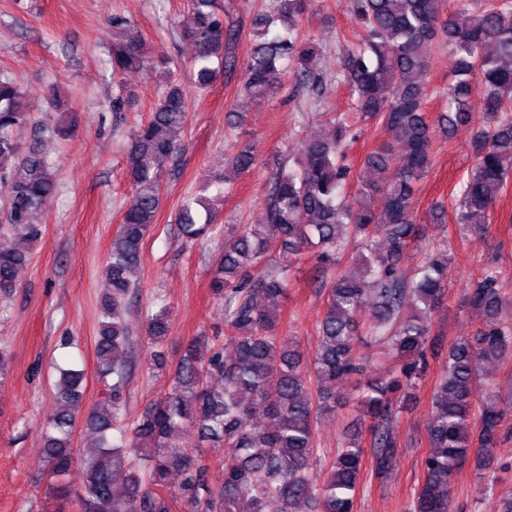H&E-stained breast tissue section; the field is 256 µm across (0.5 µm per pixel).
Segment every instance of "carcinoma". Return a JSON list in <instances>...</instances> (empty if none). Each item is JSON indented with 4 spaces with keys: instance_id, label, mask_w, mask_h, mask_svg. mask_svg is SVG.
Listing matches in <instances>:
<instances>
[{
    "instance_id": "obj_1",
    "label": "carcinoma",
    "mask_w": 512,
    "mask_h": 512,
    "mask_svg": "<svg viewBox=\"0 0 512 512\" xmlns=\"http://www.w3.org/2000/svg\"><path fill=\"white\" fill-rule=\"evenodd\" d=\"M304 0H268L254 19V44L244 63L243 90L261 101L280 85L288 66L296 86L315 93L322 85L317 50L298 37ZM445 13L444 0H351L364 36L346 53L340 81L355 96L357 112H338L326 138H301L268 189L265 222L246 224L224 241L213 263L210 288L224 299V343L214 336L192 338L169 366L162 353L169 332L165 304L149 311L141 336L154 347L148 369L169 376L164 396L130 421L126 413L127 360L133 331L128 297L132 272L141 264L143 240L161 205V162L184 148L189 101L172 71L148 119L140 124L126 151L134 198L124 210L103 275L100 326L95 337L97 374L112 377L105 405L83 402L82 369L60 371L54 384L56 409L41 424L44 464L39 481L56 499L67 495L73 469L84 473L80 512H172L177 502L192 512H353L361 483L363 428L339 444L322 483L313 480V449L318 415L336 402L334 384L361 375L356 352L361 336L382 343L380 379L358 383L363 419L371 421L373 473L392 474L397 455L395 426L400 397L427 369L433 316L448 292L454 254L448 245L444 205L429 212L437 240L412 271L399 266L403 251L426 228L419 225L417 184L429 171L435 136L451 135L469 113H483L471 134L473 160L455 195V223L485 233L493 223L497 193L512 182V0H456ZM112 71L145 67L146 55L134 22L114 16ZM180 36L196 47V84L206 88L232 66L224 58V19L215 0H188ZM448 49L452 80L443 92L447 110L429 123L424 104L428 48ZM483 88L479 105L470 86ZM393 132L364 160L356 191L346 190L350 167L344 163L355 138L354 118ZM32 120L20 84L0 75V234L20 244L38 241L44 231V201L58 188L53 160L38 149L25 150L16 131ZM77 120L65 118L43 129L53 139L71 135ZM403 152L399 166L393 150ZM257 163L245 144L225 163L216 197ZM210 186L183 202L175 216L178 235L204 246L218 218ZM355 249L356 270L342 257ZM299 262L316 259L312 282L325 293L317 324V344L303 363L299 341L283 335L281 301L290 269L276 254ZM30 251L0 248V296L20 287ZM470 306L484 321L474 335L451 344L431 401L429 449L424 482L411 512H448L455 469L468 459L486 466L505 440V416L497 408L500 389L486 374L491 363L512 359V313L505 309L497 272H485L467 291ZM234 357L224 355V345ZM83 426L95 438L74 446ZM195 438V447L189 439ZM209 448L224 467V483H208Z\"/></svg>"
}]
</instances>
